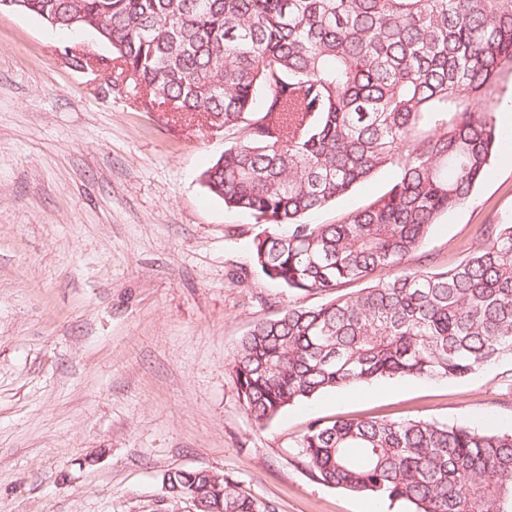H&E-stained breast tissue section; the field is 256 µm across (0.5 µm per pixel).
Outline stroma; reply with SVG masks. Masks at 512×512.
I'll return each mask as SVG.
<instances>
[{
	"mask_svg": "<svg viewBox=\"0 0 512 512\" xmlns=\"http://www.w3.org/2000/svg\"><path fill=\"white\" fill-rule=\"evenodd\" d=\"M84 31L0 12V512H195L163 481L206 469L277 512H410L313 479L298 440L314 421L424 418L512 430V359L463 379L398 378L324 393L265 426L245 413L231 360L285 305L315 307L252 261L260 231L200 175L229 140L202 118L149 112ZM475 203L424 243L461 260L480 224L512 222V110ZM395 177L311 216L331 223Z\"/></svg>",
	"mask_w": 512,
	"mask_h": 512,
	"instance_id": "stroma-1",
	"label": "stroma"
}]
</instances>
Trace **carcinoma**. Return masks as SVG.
I'll list each match as a JSON object with an SVG mask.
<instances>
[{"instance_id": "obj_1", "label": "carcinoma", "mask_w": 512, "mask_h": 512, "mask_svg": "<svg viewBox=\"0 0 512 512\" xmlns=\"http://www.w3.org/2000/svg\"><path fill=\"white\" fill-rule=\"evenodd\" d=\"M22 11L93 32L147 111L224 128L204 185L264 226L252 242L262 275L327 296L241 336L231 365L255 424L324 392L461 379L512 357V224L481 225L479 245L445 270L422 251L492 167L512 0H27ZM386 169L396 178L363 207L308 222ZM298 448L323 483L412 512H512V432L315 421ZM164 488L199 512H276L209 470L176 471Z\"/></svg>"}]
</instances>
